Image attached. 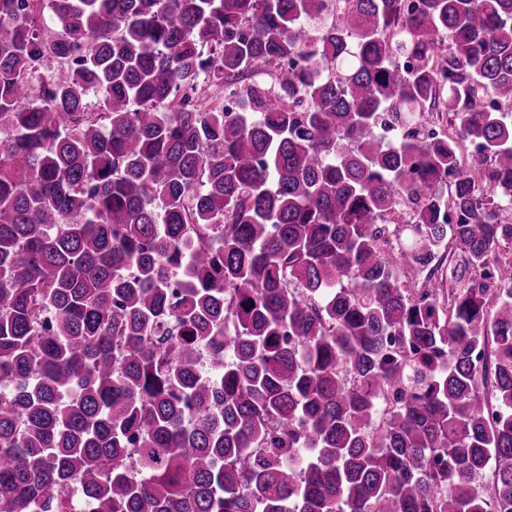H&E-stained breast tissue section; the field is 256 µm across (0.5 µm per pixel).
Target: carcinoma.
Instances as JSON below:
<instances>
[{"label": "carcinoma", "mask_w": 512, "mask_h": 512, "mask_svg": "<svg viewBox=\"0 0 512 512\" xmlns=\"http://www.w3.org/2000/svg\"><path fill=\"white\" fill-rule=\"evenodd\" d=\"M3 124L0 512H512V0H0Z\"/></svg>", "instance_id": "cac0c4a2"}]
</instances>
